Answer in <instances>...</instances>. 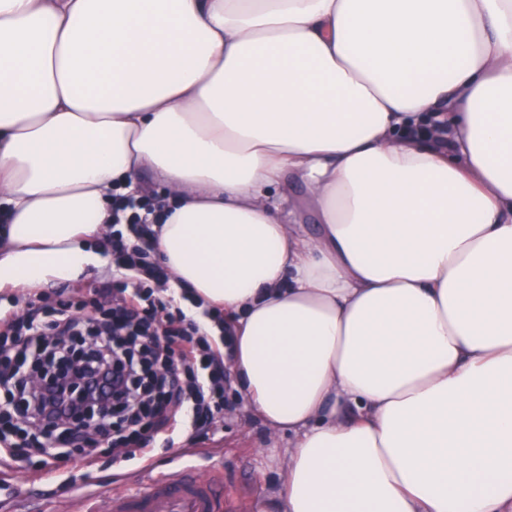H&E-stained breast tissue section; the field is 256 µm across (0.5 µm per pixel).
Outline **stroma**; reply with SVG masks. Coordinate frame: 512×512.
I'll list each match as a JSON object with an SVG mask.
<instances>
[{"instance_id": "35a3bbf8", "label": "stroma", "mask_w": 512, "mask_h": 512, "mask_svg": "<svg viewBox=\"0 0 512 512\" xmlns=\"http://www.w3.org/2000/svg\"><path fill=\"white\" fill-rule=\"evenodd\" d=\"M287 445V434L271 436L231 388L223 419L211 428L200 450L188 457L160 442L146 463L120 461L105 449L89 463L78 452L62 454L55 449L30 458L14 457L10 466H0V512H70V504L108 499L114 492L144 486L186 464L218 472L225 487L240 495L237 512H250L251 501L278 478L270 448Z\"/></svg>"}]
</instances>
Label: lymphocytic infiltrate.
<instances>
[{
  "instance_id": "obj_1",
  "label": "lymphocytic infiltrate",
  "mask_w": 512,
  "mask_h": 512,
  "mask_svg": "<svg viewBox=\"0 0 512 512\" xmlns=\"http://www.w3.org/2000/svg\"><path fill=\"white\" fill-rule=\"evenodd\" d=\"M112 262L119 275L112 281L99 325L111 342L96 345L82 369V380L64 385L73 407L85 400L83 379L100 371L112 374L110 438L124 455H147L153 432L181 420L200 433L224 408L228 378L224 354L206 328L210 310L188 317V294H177L163 267L149 259L152 224L162 212L132 198L113 204ZM18 344H0V442L10 454L41 452L33 443L34 428L51 427L65 441L71 420L58 412L52 393L27 391L22 376L46 354L65 359L76 342L86 340L84 316L72 305L58 303L30 313Z\"/></svg>"
}]
</instances>
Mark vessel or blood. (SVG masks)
I'll return each mask as SVG.
<instances>
[{"instance_id": "1", "label": "vessel or blood", "mask_w": 512, "mask_h": 512, "mask_svg": "<svg viewBox=\"0 0 512 512\" xmlns=\"http://www.w3.org/2000/svg\"><path fill=\"white\" fill-rule=\"evenodd\" d=\"M222 483L194 469L180 468L157 477L143 489L112 497L105 512H216L221 500H232Z\"/></svg>"}]
</instances>
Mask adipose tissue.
I'll return each instance as SVG.
<instances>
[{"instance_id": "1", "label": "adipose tissue", "mask_w": 512, "mask_h": 512, "mask_svg": "<svg viewBox=\"0 0 512 512\" xmlns=\"http://www.w3.org/2000/svg\"><path fill=\"white\" fill-rule=\"evenodd\" d=\"M146 171L290 435L254 512H512V0H0V291L105 267Z\"/></svg>"}]
</instances>
